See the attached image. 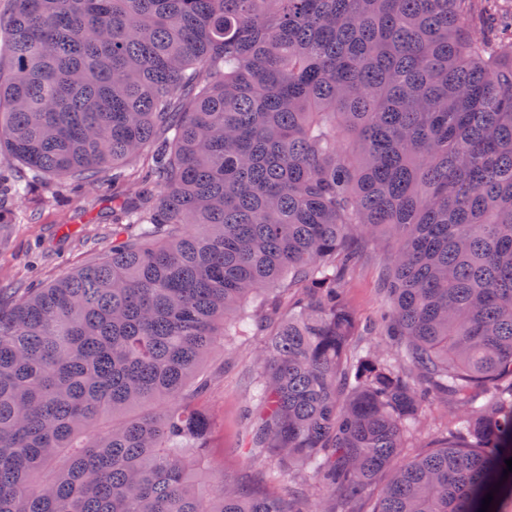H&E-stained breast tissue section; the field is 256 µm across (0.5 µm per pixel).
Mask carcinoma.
<instances>
[{"instance_id":"carcinoma-1","label":"carcinoma","mask_w":512,"mask_h":512,"mask_svg":"<svg viewBox=\"0 0 512 512\" xmlns=\"http://www.w3.org/2000/svg\"><path fill=\"white\" fill-rule=\"evenodd\" d=\"M14 2L0 159L133 192L106 257L0 307V512H356L381 477L372 512H507L499 0ZM384 234L380 351L345 289ZM238 336L266 337L248 450L313 499L204 462L205 370ZM444 416L445 410L441 407L433 409L422 420L419 428L418 442L422 446H431L438 434L439 425Z\"/></svg>"}]
</instances>
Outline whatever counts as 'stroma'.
Returning <instances> with one entry per match:
<instances>
[{
	"mask_svg": "<svg viewBox=\"0 0 512 512\" xmlns=\"http://www.w3.org/2000/svg\"><path fill=\"white\" fill-rule=\"evenodd\" d=\"M54 183L33 179L27 197L0 196V297L10 298L26 284L42 286L94 262L112 244V184L94 183L57 199ZM395 247L387 239L364 258L349 279L346 297L361 320L376 316L384 305L380 275ZM261 337L229 343L224 376L208 397L218 420L210 458L225 477L254 483L258 470L247 454L250 422L245 412L258 377L254 353Z\"/></svg>",
	"mask_w": 512,
	"mask_h": 512,
	"instance_id": "stroma-1",
	"label": "stroma"
}]
</instances>
